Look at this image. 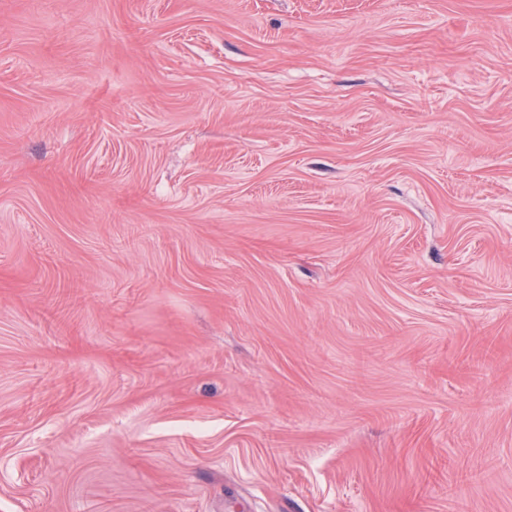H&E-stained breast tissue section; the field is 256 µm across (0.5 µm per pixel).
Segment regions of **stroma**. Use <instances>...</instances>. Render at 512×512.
<instances>
[{
  "mask_svg": "<svg viewBox=\"0 0 512 512\" xmlns=\"http://www.w3.org/2000/svg\"><path fill=\"white\" fill-rule=\"evenodd\" d=\"M0 512H512V0H0Z\"/></svg>",
  "mask_w": 512,
  "mask_h": 512,
  "instance_id": "stroma-1",
  "label": "stroma"
}]
</instances>
